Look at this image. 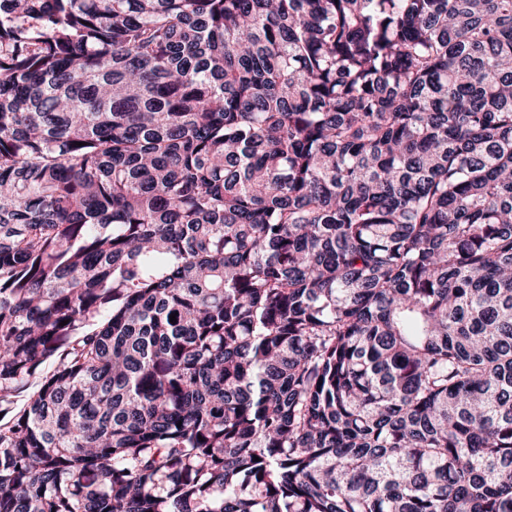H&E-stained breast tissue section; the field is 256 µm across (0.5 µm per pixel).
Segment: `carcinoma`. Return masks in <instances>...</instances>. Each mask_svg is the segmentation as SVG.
<instances>
[{"label":"carcinoma","instance_id":"1","mask_svg":"<svg viewBox=\"0 0 512 512\" xmlns=\"http://www.w3.org/2000/svg\"><path fill=\"white\" fill-rule=\"evenodd\" d=\"M0 512H512V0H0Z\"/></svg>","mask_w":512,"mask_h":512}]
</instances>
